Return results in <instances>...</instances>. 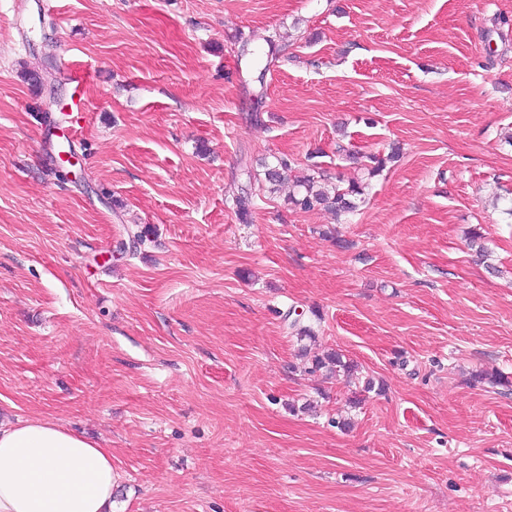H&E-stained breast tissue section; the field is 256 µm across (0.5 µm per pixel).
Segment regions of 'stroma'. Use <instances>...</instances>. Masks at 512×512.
I'll list each match as a JSON object with an SVG mask.
<instances>
[{
  "mask_svg": "<svg viewBox=\"0 0 512 512\" xmlns=\"http://www.w3.org/2000/svg\"><path fill=\"white\" fill-rule=\"evenodd\" d=\"M279 157L363 202L294 207ZM481 371L512 379V0H0V424L111 449L112 512H512ZM344 355L334 351L329 352L324 356H314L312 359V366L308 369L310 371H317L323 368H328V370L332 373H344L347 376H352L355 371V365L353 362L344 360Z\"/></svg>",
  "mask_w": 512,
  "mask_h": 512,
  "instance_id": "stroma-1",
  "label": "stroma"
}]
</instances>
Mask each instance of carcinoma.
Here are the masks:
<instances>
[{
	"mask_svg": "<svg viewBox=\"0 0 512 512\" xmlns=\"http://www.w3.org/2000/svg\"><path fill=\"white\" fill-rule=\"evenodd\" d=\"M396 158V152L388 155L370 154L367 156L369 164L365 165L368 175L374 176L382 172L387 164ZM291 169V164L284 158H279L273 165H266V182L276 187L282 180L283 172ZM363 195L362 186L357 182L344 184L336 181L330 186L326 184L321 173L315 172L296 182V192L289 196L290 203L303 210L322 208L336 215L353 212L358 207V201ZM326 368L332 373H344L348 376L354 374L355 365L344 359V355L334 351L324 356H315L312 359L311 370L317 371Z\"/></svg>",
	"mask_w": 512,
	"mask_h": 512,
	"instance_id": "carcinoma-1",
	"label": "carcinoma"
}]
</instances>
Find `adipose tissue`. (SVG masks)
Here are the masks:
<instances>
[{
	"mask_svg": "<svg viewBox=\"0 0 512 512\" xmlns=\"http://www.w3.org/2000/svg\"><path fill=\"white\" fill-rule=\"evenodd\" d=\"M112 451L53 419L0 427V512H109Z\"/></svg>",
	"mask_w": 512,
	"mask_h": 512,
	"instance_id": "obj_1",
	"label": "adipose tissue"
}]
</instances>
